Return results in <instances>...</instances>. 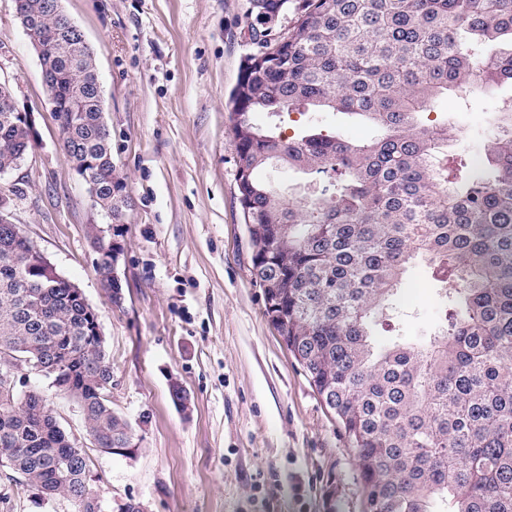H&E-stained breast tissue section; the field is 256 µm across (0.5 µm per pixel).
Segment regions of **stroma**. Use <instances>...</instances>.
<instances>
[{
  "instance_id": "obj_1",
  "label": "stroma",
  "mask_w": 512,
  "mask_h": 512,
  "mask_svg": "<svg viewBox=\"0 0 512 512\" xmlns=\"http://www.w3.org/2000/svg\"><path fill=\"white\" fill-rule=\"evenodd\" d=\"M98 54L115 174L109 220L122 230L114 305L94 271L88 187L61 145L43 92L38 57L0 0V81L32 114L31 147L0 177L12 190V221L76 284L97 311L112 362V408L132 425L135 446L107 454L90 442L77 404L20 367L18 378L45 389L61 426L83 445L105 512L128 500L148 512H365L354 450L264 315L251 275V249L237 200V152L229 95L253 47L247 0H62ZM512 96L503 84L436 102L454 133L450 156L484 158ZM257 124L286 135L315 122L348 138L373 127L332 112ZM406 316L374 332L427 336L439 300L427 268L414 264L400 292ZM178 382L187 409L169 395ZM0 512H72L43 499L0 468Z\"/></svg>"
}]
</instances>
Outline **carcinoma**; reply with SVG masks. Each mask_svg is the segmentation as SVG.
<instances>
[{"label": "carcinoma", "mask_w": 512, "mask_h": 512, "mask_svg": "<svg viewBox=\"0 0 512 512\" xmlns=\"http://www.w3.org/2000/svg\"><path fill=\"white\" fill-rule=\"evenodd\" d=\"M48 0H14L55 42L47 79L76 164H100L97 209L112 215V148L100 135L103 94L71 119L69 99L98 64L69 69L76 41ZM249 40L230 94L252 268L265 316L335 408L355 453L369 512H512V100L502 102L486 164L448 167V125L424 119L441 96L512 84V0H248ZM290 19L282 27L281 19ZM0 86V171L31 132ZM256 112H339L380 135L352 141L305 126L286 135ZM272 160L319 177L314 193L281 194L254 178ZM440 283L443 326L425 343L378 342L372 325L397 309L408 265ZM32 241L0 223V368L21 363L73 399L100 450L127 453L135 433L112 410V363L101 354L84 296L49 267L33 271ZM9 470L73 512H102L87 489L89 457L59 426L38 388L0 387V451Z\"/></svg>", "instance_id": "carcinoma-1"}]
</instances>
